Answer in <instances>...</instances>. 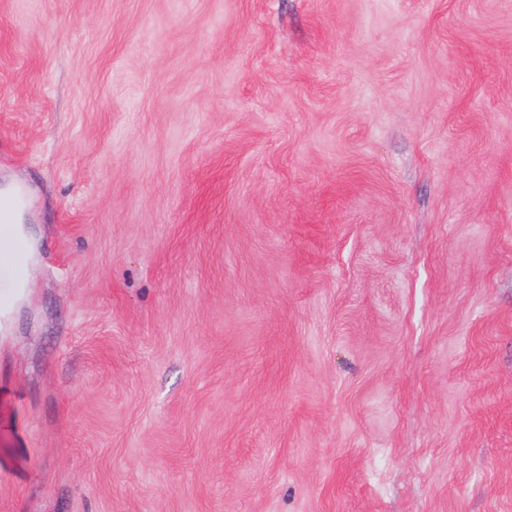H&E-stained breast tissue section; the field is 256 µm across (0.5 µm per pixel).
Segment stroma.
<instances>
[{
	"label": "stroma",
	"mask_w": 512,
	"mask_h": 512,
	"mask_svg": "<svg viewBox=\"0 0 512 512\" xmlns=\"http://www.w3.org/2000/svg\"><path fill=\"white\" fill-rule=\"evenodd\" d=\"M0 512H512V0H0Z\"/></svg>",
	"instance_id": "1"
}]
</instances>
